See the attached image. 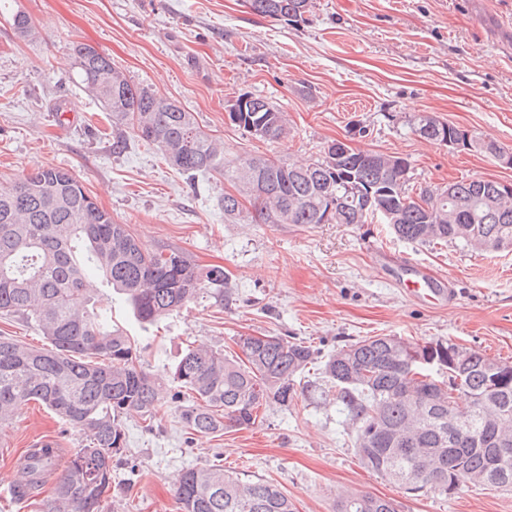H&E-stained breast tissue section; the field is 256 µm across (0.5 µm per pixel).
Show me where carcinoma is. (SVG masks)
I'll use <instances>...</instances> for the list:
<instances>
[{"instance_id":"1","label":"carcinoma","mask_w":512,"mask_h":512,"mask_svg":"<svg viewBox=\"0 0 512 512\" xmlns=\"http://www.w3.org/2000/svg\"><path fill=\"white\" fill-rule=\"evenodd\" d=\"M249 8L297 22L312 0H247ZM24 39L38 35L23 11L11 18ZM80 85L118 123L156 145L170 166L189 178L217 174L224 214L254 224H318L352 180L372 186L389 173L390 193L356 218L349 203L337 224L379 218L395 237L417 245L455 242L481 250L512 247V191L495 180L461 179L448 195L440 187L410 188L411 165L400 156L355 151L339 165L324 155L309 163L262 156L227 159L224 144L202 131L193 113L132 83L112 58L89 44L74 47ZM232 123L277 141L288 134L286 113L261 96ZM99 274L144 327L158 324L210 293L225 296L232 279L222 266L202 268L183 253L149 250L99 208L72 173L39 167L0 188V315L34 326L40 347L0 336V422L30 402L85 434V444L60 461L41 443L20 462L17 500L39 512H104L112 488V460L127 448L126 422L152 427L163 407L161 384L175 388L178 418L188 435L249 428L271 405L286 407L304 391L333 393L360 463L410 492L438 487L512 489V366L451 340L412 343L372 336L345 344L319 360L312 345L283 336H239L241 355L189 345L157 376L140 364L134 337L112 320V308L86 294ZM316 368L322 383L306 374ZM53 481L51 494L42 490ZM175 495L181 512H299L279 486L244 480L217 465L187 469ZM336 512H399L398 503L348 493Z\"/></svg>"}]
</instances>
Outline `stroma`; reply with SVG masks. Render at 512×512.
<instances>
[{
  "label": "stroma",
  "instance_id": "35a3bbf8",
  "mask_svg": "<svg viewBox=\"0 0 512 512\" xmlns=\"http://www.w3.org/2000/svg\"><path fill=\"white\" fill-rule=\"evenodd\" d=\"M17 9L40 36L20 39ZM111 55L131 82L180 102L227 158L288 162L319 158L327 142L407 158L418 186L463 178L512 182V168L479 151L453 150L414 134L409 119L433 114L512 152V0H313L291 24L255 14L245 0H0V185L36 168L73 173L113 221L146 248L223 266L229 297L202 298L147 335L112 291L91 293L138 339L143 366L161 372L188 344L236 352V337L270 333L329 353L370 336L450 340L512 362V249L420 246L387 225L253 224L225 220L220 176L187 178L131 125H113L78 82L72 47ZM243 92L288 115L286 138L267 142L227 117ZM73 113L61 120L57 109ZM126 149L112 151L113 136ZM417 267L446 282L431 304L395 282ZM332 399L271 406L254 426L185 435L173 405L152 430L128 420V446L114 459L110 512H181L175 483L188 468L222 465L244 479L278 484L299 512H334L347 492L395 499L401 512H512V491L469 487L412 495L360 464ZM64 454L83 434L36 403L0 424V512H36L15 501V465L41 438Z\"/></svg>",
  "mask_w": 512,
  "mask_h": 512
}]
</instances>
